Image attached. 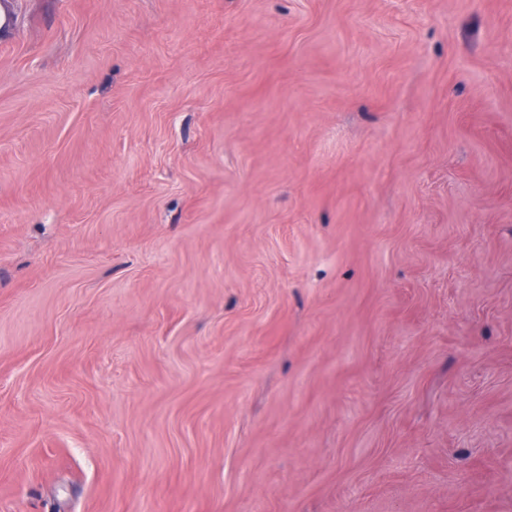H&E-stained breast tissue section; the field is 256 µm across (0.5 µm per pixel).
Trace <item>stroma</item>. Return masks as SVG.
<instances>
[{
	"mask_svg": "<svg viewBox=\"0 0 512 512\" xmlns=\"http://www.w3.org/2000/svg\"><path fill=\"white\" fill-rule=\"evenodd\" d=\"M0 512H512V0H20Z\"/></svg>",
	"mask_w": 512,
	"mask_h": 512,
	"instance_id": "obj_1",
	"label": "stroma"
}]
</instances>
